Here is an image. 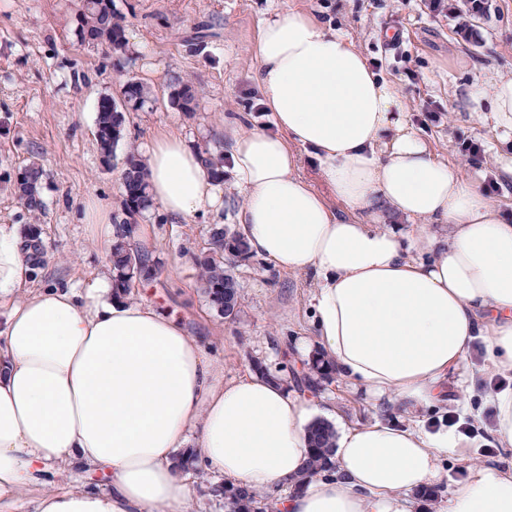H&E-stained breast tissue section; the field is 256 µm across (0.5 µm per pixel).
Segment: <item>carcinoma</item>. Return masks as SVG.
I'll return each instance as SVG.
<instances>
[{"label": "carcinoma", "instance_id": "cac0c4a2", "mask_svg": "<svg viewBox=\"0 0 512 512\" xmlns=\"http://www.w3.org/2000/svg\"><path fill=\"white\" fill-rule=\"evenodd\" d=\"M126 16L117 8L115 0H83L77 18V36L81 44L89 47L105 46L112 51V57L119 61L128 50L126 37ZM169 97L173 106L186 115L196 110V94L189 81L178 73L168 79ZM124 100L117 104L108 94L100 97L94 138L102 161L108 163L114 158L115 149L125 137L126 113L144 106L150 98V91L142 82L130 79L124 84ZM201 162L216 180H224L223 145L213 148L205 146L198 150ZM44 170L33 160L25 165L13 182L14 195L20 206L32 215L45 213L41 195ZM122 211L140 215L156 208L150 196L147 183L145 160L137 149L129 148L122 162L121 175ZM126 228L119 225L120 241L110 251L112 264V293L117 297L128 296L134 286L131 264L137 261L143 268L158 267L160 261L148 251H130L124 245ZM23 244L27 251L30 275L38 277L50 259L47 242L40 224L24 225ZM246 260L248 248L240 234L229 225L217 221L207 227V247L197 258L201 287L210 306L221 316L232 321L238 313L239 281L226 256ZM331 361L313 357L309 372L301 381L303 387L316 389L323 381L333 376ZM312 454L305 473H333L332 462L335 436L332 426L323 421L315 422L309 430ZM216 496L224 497V512H267L266 496L246 486H224L212 490Z\"/></svg>", "mask_w": 512, "mask_h": 512}]
</instances>
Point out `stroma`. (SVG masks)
I'll return each instance as SVG.
<instances>
[{"mask_svg":"<svg viewBox=\"0 0 512 512\" xmlns=\"http://www.w3.org/2000/svg\"><path fill=\"white\" fill-rule=\"evenodd\" d=\"M115 2L126 16L129 41L118 67L108 49L80 44L81 0H0V227L19 231L31 221L13 194L17 172L34 159L46 171L42 196L47 209L41 222L51 259L32 287L83 289L112 274L109 244L92 239L86 225V209L93 202L121 209L122 160L103 163L93 136L99 97L120 98L129 79L150 88L149 101L126 121V140L141 151L163 133L179 134L193 149L216 143L224 137L225 119L239 113L247 115L249 128H258L261 120L252 110L260 99L252 78L256 45L264 21L291 5L344 32L366 58L381 60L380 77L398 85L439 159L469 175L500 176L495 137L469 116L462 99L476 75L512 71V0H481L483 11L471 19L465 36L457 33L452 15L463 0L436 10L430 0ZM395 34L400 47L393 51L387 42ZM173 72L195 85L193 115L170 103L165 80ZM427 104L441 107L436 121L424 119L421 108ZM466 139L482 144L481 166L470 164L461 152ZM242 203L241 194L228 191L216 216L174 221L160 208L138 216V223L153 227L150 250L162 271L136 286L134 296L179 318L206 356L223 366L225 380L252 371L257 358L290 384L311 360L302 349L315 336L310 280L278 271L257 256L237 262L241 305L230 323L210 310L197 283L195 258L206 245L207 224L219 216L234 223ZM317 395L350 425L406 419L403 410L337 375L323 382ZM485 437L484 427H475L461 456L442 459L444 481L436 499L416 498L414 512H440L469 466L512 462V448L479 452ZM76 485L105 490L109 481L91 469L55 467L39 474L15 512H34L42 492Z\"/></svg>","mask_w":512,"mask_h":512,"instance_id":"stroma-1","label":"stroma"}]
</instances>
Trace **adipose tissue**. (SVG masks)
Wrapping results in <instances>:
<instances>
[{
    "label": "adipose tissue",
    "mask_w": 512,
    "mask_h": 512,
    "mask_svg": "<svg viewBox=\"0 0 512 512\" xmlns=\"http://www.w3.org/2000/svg\"><path fill=\"white\" fill-rule=\"evenodd\" d=\"M256 60L273 131L224 123L239 233L276 269L312 275L317 341L336 372L402 403L409 422L342 426L335 474L303 477L320 399L254 374L224 381L180 320L116 298L109 280L26 290L21 240L0 228V501L36 465L91 467L107 490L48 491L37 512H186L197 481L173 458L190 447L216 482L265 493L272 512H413L411 493L438 485L441 459L464 443L421 412L445 403L476 337L487 339L477 375L512 377V214L436 159L398 87L309 12L268 19ZM466 98L512 176V74L471 82ZM305 154L329 194L301 174ZM145 159L169 218L221 207V182L181 136L157 137ZM447 512H512V463L471 467Z\"/></svg>",
    "instance_id": "ef3b65f1"
}]
</instances>
